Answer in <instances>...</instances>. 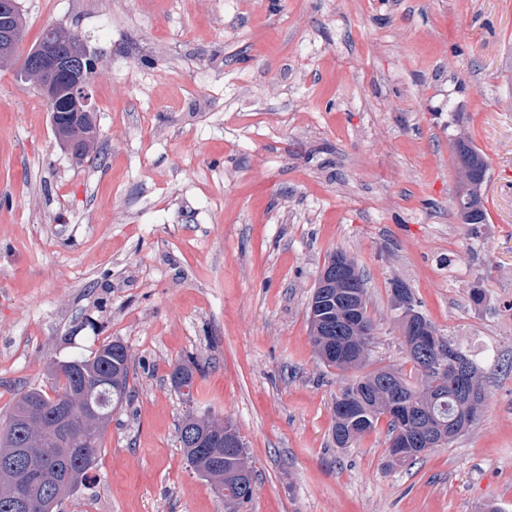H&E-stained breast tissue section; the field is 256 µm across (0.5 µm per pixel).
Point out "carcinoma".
<instances>
[{
    "mask_svg": "<svg viewBox=\"0 0 512 512\" xmlns=\"http://www.w3.org/2000/svg\"><path fill=\"white\" fill-rule=\"evenodd\" d=\"M87 130L73 132L79 158L96 152L97 137ZM487 161L474 145H469V169L457 168L458 178L474 171L487 172ZM464 223L489 221L485 199L468 197ZM345 296L309 308L310 336L319 359L327 366L357 372L336 398L333 437L338 448H351L376 429L380 419H388V435L396 439L404 432L425 426L445 446L469 430L476 420V405L482 401L479 366L458 344L438 335L424 316L410 318L416 311L411 289H406L407 305L396 303L399 324L410 361L421 372L417 385L388 367L366 370L375 326L368 314L367 287L360 273L344 281ZM361 309L364 335L358 336L349 324L350 307ZM454 349L468 361L469 395L459 394V377L448 360ZM129 375L128 353L112 354L108 343L89 356L76 354L56 363L52 370L51 391L29 388L18 394L4 425L0 426V512H21L19 501L33 498L28 512H57L61 501L83 484L94 467L104 432L112 421V405L126 396ZM406 403L410 421L402 423L392 416L391 405ZM224 431V423L202 419L187 412L178 429V439L189 464L213 481L217 491H226L224 506L229 512L249 503L254 481H244L241 471H249L246 451L215 469L205 455L189 448L187 434ZM23 470L29 485L15 481Z\"/></svg>",
    "mask_w": 512,
    "mask_h": 512,
    "instance_id": "obj_1",
    "label": "carcinoma"
}]
</instances>
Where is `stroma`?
<instances>
[{
  "label": "stroma",
  "instance_id": "35a3bbf8",
  "mask_svg": "<svg viewBox=\"0 0 512 512\" xmlns=\"http://www.w3.org/2000/svg\"><path fill=\"white\" fill-rule=\"evenodd\" d=\"M97 60L99 155L76 161L0 64V420L50 363L129 355L85 485L60 512H225L188 463L193 410L229 422L255 478L241 512H512V0H19ZM486 156L489 221L460 223L450 140ZM375 325L370 361L421 375L404 282L478 362L472 427L406 467L386 421L336 446L349 373L307 306L336 251ZM484 299L474 302L472 292ZM195 360L192 399L171 384Z\"/></svg>",
  "mask_w": 512,
  "mask_h": 512
}]
</instances>
